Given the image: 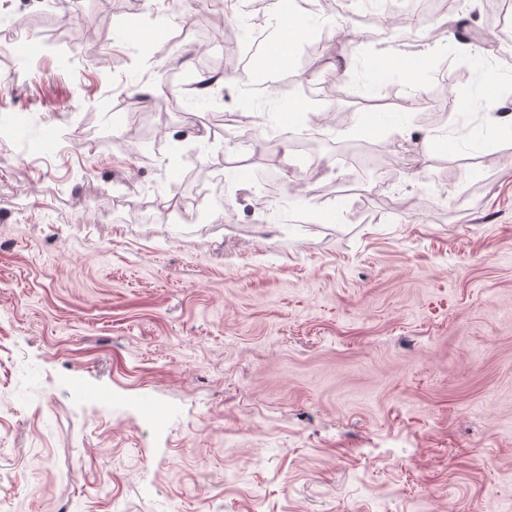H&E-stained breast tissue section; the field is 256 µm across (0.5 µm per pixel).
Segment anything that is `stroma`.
<instances>
[{"mask_svg": "<svg viewBox=\"0 0 512 512\" xmlns=\"http://www.w3.org/2000/svg\"><path fill=\"white\" fill-rule=\"evenodd\" d=\"M225 0H0V512H512V26L463 0L474 42L436 26L271 66L296 88L354 61L421 77L447 111L380 125L301 98L238 154L217 112L161 110L163 61L195 72L225 35L183 38ZM494 41L497 110L435 92ZM205 149L172 176L154 141ZM245 159L199 218L195 192ZM278 172L267 214L249 173ZM154 222L137 221L140 208Z\"/></svg>", "mask_w": 512, "mask_h": 512, "instance_id": "obj_1", "label": "stroma"}]
</instances>
